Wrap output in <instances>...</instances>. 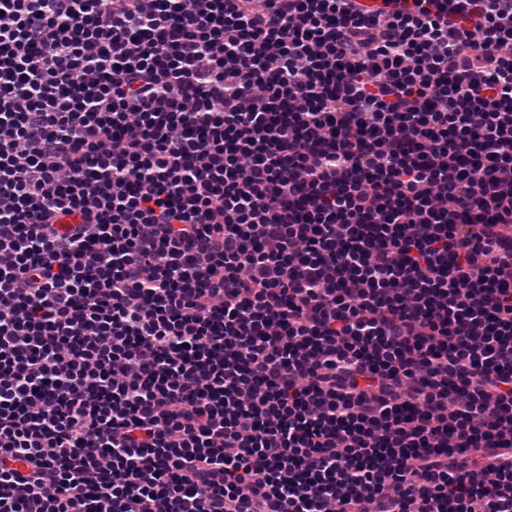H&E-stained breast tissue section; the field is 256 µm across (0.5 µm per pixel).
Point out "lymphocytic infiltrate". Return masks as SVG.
<instances>
[{
	"instance_id": "obj_1",
	"label": "lymphocytic infiltrate",
	"mask_w": 512,
	"mask_h": 512,
	"mask_svg": "<svg viewBox=\"0 0 512 512\" xmlns=\"http://www.w3.org/2000/svg\"><path fill=\"white\" fill-rule=\"evenodd\" d=\"M0 512H512V0H0Z\"/></svg>"
}]
</instances>
